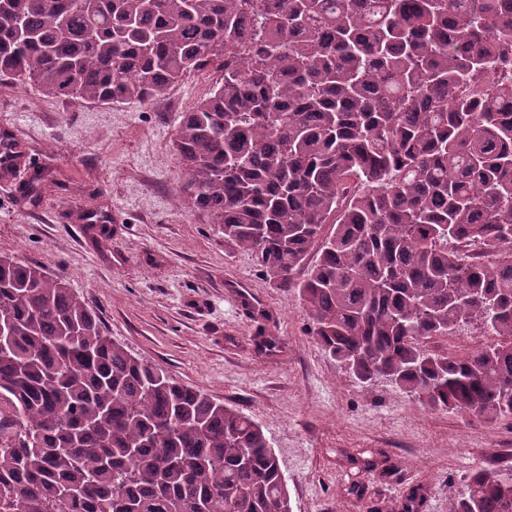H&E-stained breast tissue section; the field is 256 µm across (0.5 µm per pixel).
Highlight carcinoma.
Segmentation results:
<instances>
[{"label": "carcinoma", "mask_w": 512, "mask_h": 512, "mask_svg": "<svg viewBox=\"0 0 512 512\" xmlns=\"http://www.w3.org/2000/svg\"><path fill=\"white\" fill-rule=\"evenodd\" d=\"M212 63L174 146L224 249L359 381L512 418V0H0V76L75 103ZM468 324L491 341L429 346ZM0 325V512H291L261 427L112 340L64 278L1 253ZM452 512H512V478L477 470Z\"/></svg>", "instance_id": "cac0c4a2"}]
</instances>
